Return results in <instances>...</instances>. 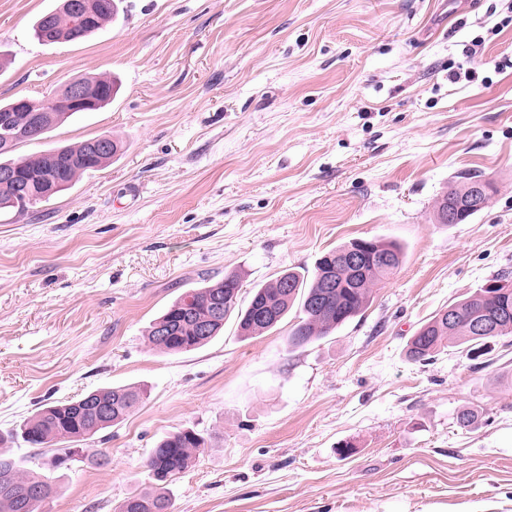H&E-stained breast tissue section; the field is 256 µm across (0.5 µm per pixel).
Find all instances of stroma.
<instances>
[{"label":"stroma","mask_w":512,"mask_h":512,"mask_svg":"<svg viewBox=\"0 0 512 512\" xmlns=\"http://www.w3.org/2000/svg\"><path fill=\"white\" fill-rule=\"evenodd\" d=\"M58 3L0 0V99L85 76L121 90L15 153L104 133L122 148L0 221V432L95 388L147 395L85 441L108 465L54 472L43 512H119L178 428L211 440L170 512H512V335L481 365L453 348L407 355L422 324L512 272V25L472 81L448 77L512 0H124L97 35L41 44L32 25ZM475 170L496 186L487 206L433 223L437 198ZM373 236L401 243L404 262L330 336L289 347L294 308L248 339L227 320L183 354L145 342L202 280L237 273L243 305Z\"/></svg>","instance_id":"1"}]
</instances>
